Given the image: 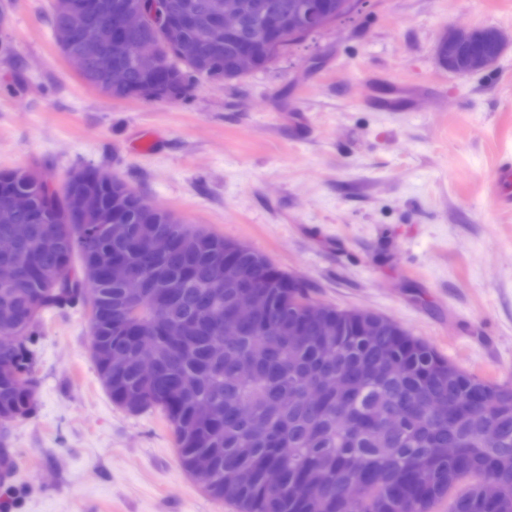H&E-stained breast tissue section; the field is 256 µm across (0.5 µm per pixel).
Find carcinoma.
Returning a JSON list of instances; mask_svg holds the SVG:
<instances>
[{"label":"carcinoma","mask_w":512,"mask_h":512,"mask_svg":"<svg viewBox=\"0 0 512 512\" xmlns=\"http://www.w3.org/2000/svg\"><path fill=\"white\" fill-rule=\"evenodd\" d=\"M239 2L242 36L213 50L210 0H166L169 13L188 12L194 23L174 43L160 87L140 62L121 57L129 83L112 88L100 69L112 49L83 33L70 50L86 57L83 80L106 96L181 99L199 77L239 78L235 55L245 42L253 43L261 69L292 45L270 44L263 16L252 9L257 0ZM90 7L98 23L118 25L111 0H90ZM72 177L101 212L114 211L129 225L127 238L77 223L71 198L55 192L47 176L0 172V192L23 193L31 203L0 224V239L25 229L17 249L0 254V262L21 270L14 283H0V448L10 423L33 408L31 346L45 315L84 306L92 358L112 400L134 414L161 411L183 470L195 456L210 455L217 481L209 494L237 512H433L444 499L448 512H512L511 380H481L387 320L312 300L262 254L153 207L119 178L105 184L84 168ZM151 229L171 236L169 254L152 250ZM114 260L127 266L128 280L107 278ZM229 266L267 294L249 325L230 316L239 289ZM142 336L159 342L150 377L135 361ZM219 338L222 353L213 350ZM114 356L124 364L111 373ZM327 376L342 388L309 403L306 389ZM434 400L446 402L444 413L429 410ZM200 401L216 405L208 420L195 415ZM392 414L396 427L388 423ZM488 427L497 431L491 441L482 439ZM449 446L459 449L453 460ZM269 468L280 471V484L261 481ZM242 469L251 472L250 485L223 483ZM354 482L363 485L355 499L347 495ZM485 483L497 494L485 496Z\"/></svg>","instance_id":"1"}]
</instances>
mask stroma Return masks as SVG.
I'll list each match as a JSON object with an SVG mask.
<instances>
[{
	"label": "stroma",
	"mask_w": 512,
	"mask_h": 512,
	"mask_svg": "<svg viewBox=\"0 0 512 512\" xmlns=\"http://www.w3.org/2000/svg\"><path fill=\"white\" fill-rule=\"evenodd\" d=\"M52 2H6L0 170L57 185L112 173L268 257L312 299L389 317L480 379L512 380V210L486 192L512 155V42L468 75L436 56L455 26L512 35V0H366L265 69L198 80L173 102L86 84L60 52ZM385 98L398 109H377ZM146 131L154 152H134ZM91 338L82 309L47 317L0 512H236L185 474L159 414L112 401Z\"/></svg>",
	"instance_id": "stroma-1"
}]
</instances>
